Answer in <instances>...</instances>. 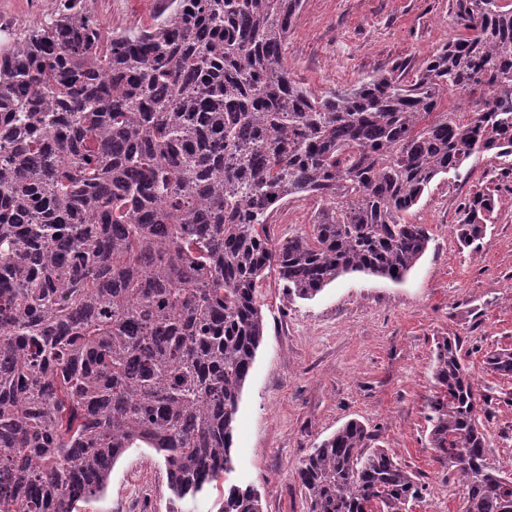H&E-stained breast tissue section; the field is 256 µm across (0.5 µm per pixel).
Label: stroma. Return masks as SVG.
Listing matches in <instances>:
<instances>
[{
	"mask_svg": "<svg viewBox=\"0 0 512 512\" xmlns=\"http://www.w3.org/2000/svg\"><path fill=\"white\" fill-rule=\"evenodd\" d=\"M102 28L144 24L163 0H81ZM60 0H0V26L16 35L57 12ZM460 29L457 0H303L284 45L292 77L316 92L366 76L413 79ZM491 190L495 209L478 250L454 226L463 202ZM426 225L420 260L394 282L350 273L315 297L289 295L267 271L259 301L264 337L243 387L233 431V469L193 512H218L225 485H251L264 512H308L300 462L350 420L376 447L416 472L426 490L409 512H461L462 487L428 445L427 399L437 339L457 338L481 398L488 456L512 476V377L487 372L488 352L512 348V174L489 154L461 175L437 177L407 215ZM87 512H169L162 462L132 448Z\"/></svg>",
	"mask_w": 512,
	"mask_h": 512,
	"instance_id": "35a3bbf8",
	"label": "stroma"
}]
</instances>
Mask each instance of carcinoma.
Wrapping results in <instances>:
<instances>
[{
  "label": "carcinoma",
  "instance_id": "carcinoma-1",
  "mask_svg": "<svg viewBox=\"0 0 512 512\" xmlns=\"http://www.w3.org/2000/svg\"><path fill=\"white\" fill-rule=\"evenodd\" d=\"M301 4L164 0L105 31L64 0L0 44V512H82L142 445L182 512L231 470L265 271L302 299L349 273L399 281L430 240L406 215L432 181L512 157V0H458L460 33L412 80L320 94L283 64ZM293 196L318 199L315 220L276 241ZM494 207L464 202L465 246ZM486 367L511 377L512 350ZM433 380L429 448L462 512H512L457 339L437 341ZM373 437L351 420L302 460L308 512L423 496ZM220 512H263L261 496L231 485Z\"/></svg>",
  "mask_w": 512,
  "mask_h": 512
}]
</instances>
